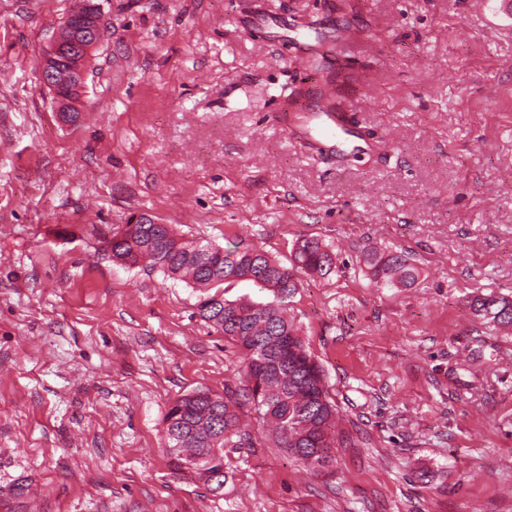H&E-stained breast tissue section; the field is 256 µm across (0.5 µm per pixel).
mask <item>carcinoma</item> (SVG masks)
Wrapping results in <instances>:
<instances>
[{"instance_id": "carcinoma-1", "label": "carcinoma", "mask_w": 512, "mask_h": 512, "mask_svg": "<svg viewBox=\"0 0 512 512\" xmlns=\"http://www.w3.org/2000/svg\"><path fill=\"white\" fill-rule=\"evenodd\" d=\"M112 259L131 265L148 261L172 277L200 288L250 281L268 290L273 301H227L218 293L199 298V317L224 338L238 345L243 367L235 387L224 395L195 391L176 400L165 416L170 462L174 470L189 471L214 492L224 488V448L241 437L244 428L238 408L252 404L283 448H296L295 459L324 468L335 457L320 448L336 443L337 411L326 385L323 366L312 357L288 318V299L297 288L295 271L326 277L335 272L334 253L316 239L297 244L291 266L264 250L237 243L224 248L184 240L168 224H135L123 240L108 244ZM366 265L378 283L409 287L418 269L398 251L368 254ZM473 310L496 325L512 324V300L494 294L474 299Z\"/></svg>"}]
</instances>
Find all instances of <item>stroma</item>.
Returning a JSON list of instances; mask_svg holds the SVG:
<instances>
[{"mask_svg":"<svg viewBox=\"0 0 512 512\" xmlns=\"http://www.w3.org/2000/svg\"><path fill=\"white\" fill-rule=\"evenodd\" d=\"M105 27L64 122L37 69L81 0H0V512H512V19L497 0H93ZM353 36L342 45V32ZM369 151L280 105L322 78ZM138 214L328 277L288 308L346 446L306 469L251 406L224 489L172 470L164 418L234 384L201 294L106 241ZM419 270L377 284L368 252ZM23 497H15L17 486ZM476 315L496 325L512 324V300L494 294L478 295L473 302Z\"/></svg>","mask_w":512,"mask_h":512,"instance_id":"35a3bbf8","label":"stroma"}]
</instances>
